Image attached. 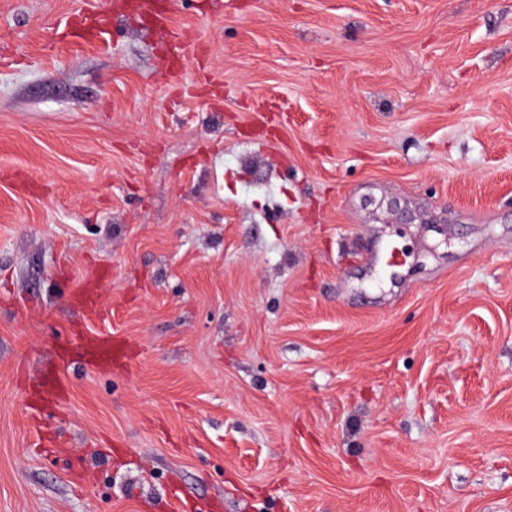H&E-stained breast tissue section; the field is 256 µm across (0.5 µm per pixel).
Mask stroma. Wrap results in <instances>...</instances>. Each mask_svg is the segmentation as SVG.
<instances>
[{"label": "stroma", "instance_id": "stroma-1", "mask_svg": "<svg viewBox=\"0 0 512 512\" xmlns=\"http://www.w3.org/2000/svg\"><path fill=\"white\" fill-rule=\"evenodd\" d=\"M111 6L0 0V512H512V0ZM81 351L86 365L106 369L112 367L113 360L123 356V344L112 338L86 336Z\"/></svg>", "mask_w": 512, "mask_h": 512}]
</instances>
